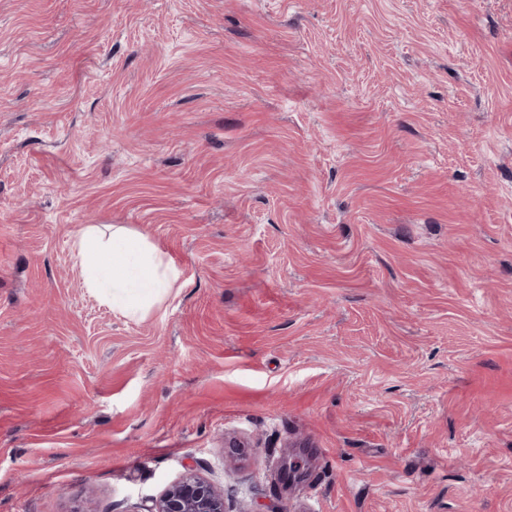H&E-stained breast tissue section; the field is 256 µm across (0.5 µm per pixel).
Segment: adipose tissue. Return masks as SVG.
<instances>
[{
    "mask_svg": "<svg viewBox=\"0 0 512 512\" xmlns=\"http://www.w3.org/2000/svg\"><path fill=\"white\" fill-rule=\"evenodd\" d=\"M78 254L86 284L96 287L99 278L112 281V302L148 304L179 277L178 269L157 253L141 235L123 227L112 230L111 240H102L95 226L80 230Z\"/></svg>",
    "mask_w": 512,
    "mask_h": 512,
    "instance_id": "1",
    "label": "adipose tissue"
}]
</instances>
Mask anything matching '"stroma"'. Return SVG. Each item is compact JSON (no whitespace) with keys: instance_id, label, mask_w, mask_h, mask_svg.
Here are the masks:
<instances>
[{"instance_id":"stroma-1","label":"stroma","mask_w":512,"mask_h":512,"mask_svg":"<svg viewBox=\"0 0 512 512\" xmlns=\"http://www.w3.org/2000/svg\"><path fill=\"white\" fill-rule=\"evenodd\" d=\"M89 224L160 302L87 288ZM190 470L226 512H512V0H0V512ZM77 248L87 286L96 287L100 277H109L112 304L120 307L126 306L123 302H154L179 277L178 269L143 236L124 227L113 228L112 240L104 242L97 227L87 225L79 230Z\"/></svg>"}]
</instances>
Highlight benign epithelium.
I'll use <instances>...</instances> for the list:
<instances>
[{
    "label": "benign epithelium",
    "mask_w": 512,
    "mask_h": 512,
    "mask_svg": "<svg viewBox=\"0 0 512 512\" xmlns=\"http://www.w3.org/2000/svg\"><path fill=\"white\" fill-rule=\"evenodd\" d=\"M146 512H224V492L189 470Z\"/></svg>",
    "instance_id": "obj_1"
}]
</instances>
